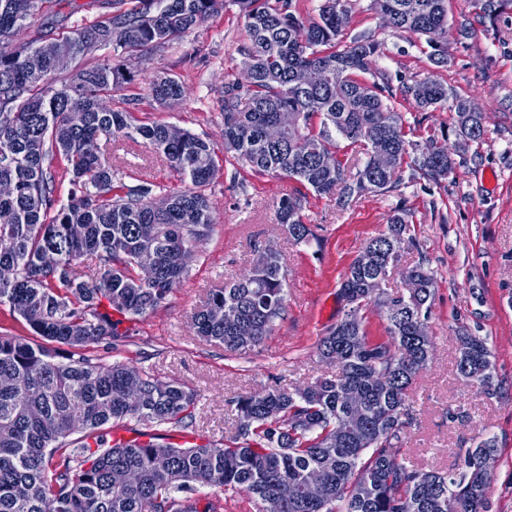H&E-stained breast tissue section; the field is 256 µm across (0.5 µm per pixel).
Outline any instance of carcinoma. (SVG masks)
Instances as JSON below:
<instances>
[{"mask_svg":"<svg viewBox=\"0 0 512 512\" xmlns=\"http://www.w3.org/2000/svg\"><path fill=\"white\" fill-rule=\"evenodd\" d=\"M243 13L249 41L240 48L249 82L224 86V161L242 162L258 173L295 179L317 195L343 198L388 193L396 170L415 153L413 172L437 182L455 160L448 147L405 138L401 113L388 101L400 95L421 110L456 114L458 149L482 135L483 114L469 121L468 99L437 80H415L393 88L372 71L379 43L370 35L344 41L347 0H325L305 20L291 0H112V16L78 25L61 37L37 31L25 47L11 38L32 26L45 0H0V306L19 316L31 336L0 331V512H218L202 489L245 493L259 512H487L490 476L482 457L496 454L485 440L460 455L457 472L420 468L396 445L408 424L407 390L432 357L427 325L434 277L419 264L405 272L406 293L384 298L371 280L387 275L404 243L408 219L395 213L388 231L364 249L380 259L374 270L349 266L340 286L350 308L317 344L319 357L338 369L303 389H269L235 400L240 441L181 447L149 440L107 441V430L127 419L146 426L186 427L195 404L192 391L155 378L122 361L102 363L89 347L125 336L123 319L156 310L180 282L187 258L206 243L214 223L205 188L217 170L205 139L188 131L168 136V126L139 124L132 109L103 104L131 81L121 58L150 54L197 27L226 2ZM495 21L512 0H474ZM392 29L427 37L429 58L448 65V0H376ZM120 58L57 79V55L81 61L99 50ZM41 57L32 70L26 57ZM312 72L298 84L296 73ZM373 76L372 81L361 78ZM152 99L166 105L184 88L166 69L153 72ZM381 133L395 155L394 168L377 172L369 162L351 171L346 156L364 152L365 137ZM139 141L164 156L188 187L157 195L137 170L131 184H112V163L86 149L100 137ZM68 164L65 201L53 160ZM305 197L277 204L279 223L296 241L310 229ZM95 256L85 280L76 267ZM286 273L280 255L260 252L252 268L214 290L192 318L197 336L233 352L262 343L286 309ZM381 309L388 338L371 341L363 310ZM120 318L113 319L112 313ZM249 329L242 342L235 326ZM68 348L62 357L36 338ZM459 378L490 391L495 366L486 339L459 337ZM358 389L359 416L344 393ZM358 426L357 437L336 440V428ZM136 471L127 486L112 484V472ZM321 472L325 495L312 499L303 484Z\"/></svg>","mask_w":512,"mask_h":512,"instance_id":"1","label":"carcinoma"}]
</instances>
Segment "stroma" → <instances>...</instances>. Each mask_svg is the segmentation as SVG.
Segmentation results:
<instances>
[{
    "mask_svg": "<svg viewBox=\"0 0 512 512\" xmlns=\"http://www.w3.org/2000/svg\"><path fill=\"white\" fill-rule=\"evenodd\" d=\"M345 38L374 35L380 44L376 67L392 86L431 77L472 101L484 134L457 157L447 179L433 182L402 165L399 185L387 194H366L349 203L337 196H308L303 210L311 233L298 243L275 217L281 197L302 185L276 175L253 173L242 163L219 167L206 192L216 218L207 244L188 262L182 283L152 313L126 321L129 336L117 347L94 345L101 362H130L160 379L175 381L197 396L193 424L161 427L168 442L232 446L237 397L273 388L305 387L332 377L336 366L320 361L317 343L344 315L341 277L363 246L386 230L398 210L409 214L406 243L384 283L387 293L403 289L400 272L424 264L434 274L435 295L427 330L434 356L409 391L413 421L401 434V452L416 465L454 471L458 452L493 438L497 465L491 473L489 512H512V9L496 21L482 17L473 0H449L448 64L434 66L425 37L384 26L374 0H349ZM107 0H47L45 25L72 26L105 19ZM248 39L237 6L224 9L173 44L126 60L131 83L112 95L120 110L136 98L145 123L174 125L224 150L219 99L225 83L242 76L240 47ZM159 68L171 70L188 89L180 101L161 106L148 89ZM407 140L445 143L454 136L455 114L418 111L396 98ZM98 147L113 170L139 168L161 192L184 189L163 157L124 138H100ZM272 245L287 271V306L271 334L240 354L198 338L191 317L209 293L248 269L263 245ZM467 331L487 338L495 364V392L467 383L455 372L456 336Z\"/></svg>",
    "mask_w": 512,
    "mask_h": 512,
    "instance_id": "35a3bbf8",
    "label": "stroma"
}]
</instances>
